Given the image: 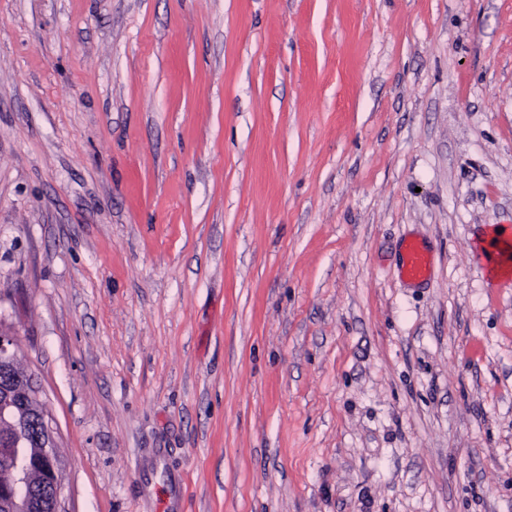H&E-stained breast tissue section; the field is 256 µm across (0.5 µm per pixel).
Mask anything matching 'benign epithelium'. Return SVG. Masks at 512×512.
I'll return each instance as SVG.
<instances>
[{
  "instance_id": "benign-epithelium-1",
  "label": "benign epithelium",
  "mask_w": 512,
  "mask_h": 512,
  "mask_svg": "<svg viewBox=\"0 0 512 512\" xmlns=\"http://www.w3.org/2000/svg\"><path fill=\"white\" fill-rule=\"evenodd\" d=\"M18 352L15 334L0 329V375L10 379L0 386V449L10 457L7 480L0 481V512H59L63 476L52 419L32 375L18 366ZM29 417L39 423L32 438L23 433Z\"/></svg>"
}]
</instances>
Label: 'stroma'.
Here are the masks:
<instances>
[{"label":"stroma","mask_w":512,"mask_h":512,"mask_svg":"<svg viewBox=\"0 0 512 512\" xmlns=\"http://www.w3.org/2000/svg\"><path fill=\"white\" fill-rule=\"evenodd\" d=\"M491 224L512 0H0V324L61 512H512ZM431 257L429 252L416 241H408L400 275L410 281L427 280L430 276Z\"/></svg>","instance_id":"obj_1"}]
</instances>
